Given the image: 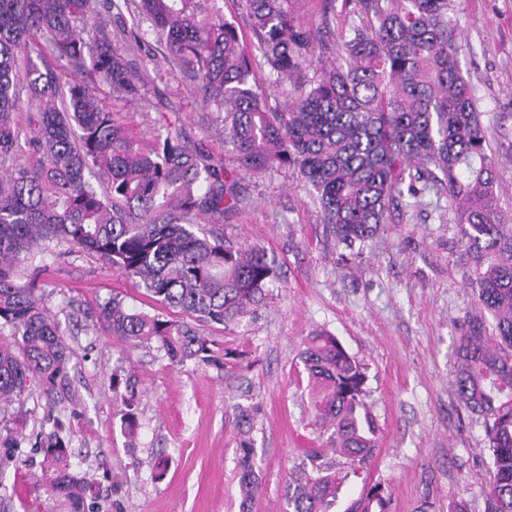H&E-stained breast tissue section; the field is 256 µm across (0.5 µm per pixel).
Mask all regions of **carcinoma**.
Instances as JSON below:
<instances>
[{"instance_id":"cac0c4a2","label":"carcinoma","mask_w":512,"mask_h":512,"mask_svg":"<svg viewBox=\"0 0 512 512\" xmlns=\"http://www.w3.org/2000/svg\"><path fill=\"white\" fill-rule=\"evenodd\" d=\"M291 3L243 0L269 78L291 100L277 109L255 89L253 54L222 14L201 18L193 0H107L115 21L133 16L127 33L151 34L216 107L232 147L229 169L185 145L179 113H159L144 148L103 106L99 85L133 100L140 76L113 49L108 25L83 36L95 0H0V325L14 336V344L0 343V405L21 400L33 382L53 388L67 380L61 327L17 270L40 241L98 255L139 280L149 299L189 317L150 314L114 295L95 314L109 335L132 348L155 342L173 362L200 360L230 374L243 354L200 326L226 327L256 312L279 273L264 248L194 230L199 217L224 223L242 203L238 182L277 163L297 171L323 223L351 246L373 240L403 197L418 200L431 186L448 195L478 306L458 342L454 390L482 419L485 512H512V224L495 198L488 131L457 61L455 2L342 0L331 42L316 38ZM300 360L314 425L330 431L327 444L343 462L305 449L288 478V512H332L373 460L378 427L365 402V368L335 337H307ZM37 447L52 491L83 504L93 486L70 471L64 440L49 433ZM253 454L241 440L242 512L261 486ZM389 501L381 484L366 481L343 512H388Z\"/></svg>"}]
</instances>
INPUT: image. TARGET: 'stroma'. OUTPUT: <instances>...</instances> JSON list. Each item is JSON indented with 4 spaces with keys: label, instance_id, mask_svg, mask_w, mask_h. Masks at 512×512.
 <instances>
[{
    "label": "stroma",
    "instance_id": "35a3bbf8",
    "mask_svg": "<svg viewBox=\"0 0 512 512\" xmlns=\"http://www.w3.org/2000/svg\"><path fill=\"white\" fill-rule=\"evenodd\" d=\"M455 16L458 62L498 163L499 205L512 216V0H458ZM112 46L147 61L138 99H105L140 143L152 142L158 113L176 111L186 144L231 166L216 111L193 80L167 64L153 40L134 42L116 26ZM240 194L244 203L225 214L223 229L274 255L280 278L255 315L203 329L246 353L249 367L233 375L203 362H170L154 348L127 349L103 333L98 303L119 295L150 312L153 302L97 255L49 242L38 296L64 332L68 380L50 391L32 384L22 403L0 408V436L13 443L0 465V512H241L237 415L252 407L262 484L251 512H287V476L303 449L321 443L299 358L303 340L320 331L366 368V401L380 428L368 473L389 489V512H485L484 430L452 388L474 296L447 195L430 190L422 204L405 202L359 254L337 243L293 168L258 173ZM121 372L138 380L132 431L113 398L112 377ZM42 432L64 438L73 473L94 484L81 508L51 491L34 446ZM160 456L167 469L159 478Z\"/></svg>",
    "mask_w": 512,
    "mask_h": 512
}]
</instances>
